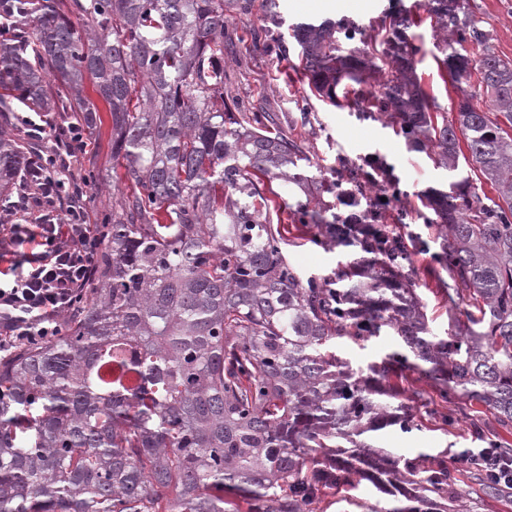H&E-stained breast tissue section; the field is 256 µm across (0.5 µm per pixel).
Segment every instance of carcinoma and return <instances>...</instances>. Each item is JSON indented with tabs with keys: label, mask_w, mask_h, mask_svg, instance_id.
<instances>
[{
	"label": "carcinoma",
	"mask_w": 512,
	"mask_h": 512,
	"mask_svg": "<svg viewBox=\"0 0 512 512\" xmlns=\"http://www.w3.org/2000/svg\"><path fill=\"white\" fill-rule=\"evenodd\" d=\"M441 75L476 73L488 111L457 92L431 111L410 12L389 15L380 61L345 48L363 28L297 23L309 84L382 87L364 116L397 125L448 183L421 194L436 226L448 338L430 329L412 250L385 224L377 164L308 175L303 145L224 103V34L252 0H0V116L112 122V180L93 171L112 214L91 287L56 334L0 356V512H307L355 480L408 502L365 512H477L444 460L401 457L369 435L414 429L397 380L418 371L463 418L479 404L512 430V60L487 46L460 0H425ZM481 47L469 52L465 44ZM31 136L0 122V198L25 180ZM495 192L472 190L460 163ZM124 174H119V170ZM135 189L119 188L122 178ZM290 211L326 249L355 258L303 278L271 213ZM365 214L340 216L325 192ZM393 332L402 350L356 371L332 342ZM175 495H170V492Z\"/></svg>",
	"instance_id": "cac0c4a2"
}]
</instances>
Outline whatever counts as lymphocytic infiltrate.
<instances>
[{
	"label": "lymphocytic infiltrate",
	"mask_w": 512,
	"mask_h": 512,
	"mask_svg": "<svg viewBox=\"0 0 512 512\" xmlns=\"http://www.w3.org/2000/svg\"><path fill=\"white\" fill-rule=\"evenodd\" d=\"M85 149L79 128H55L48 162H36L32 169L37 189L18 200L19 210L39 212V223L0 225V259L10 261L0 285V352L54 335L57 320L75 304L95 270L101 239L86 221L85 191L77 183L65 196L55 190L70 173V157ZM21 243L33 250L14 258Z\"/></svg>",
	"instance_id": "lymphocytic-infiltrate-1"
}]
</instances>
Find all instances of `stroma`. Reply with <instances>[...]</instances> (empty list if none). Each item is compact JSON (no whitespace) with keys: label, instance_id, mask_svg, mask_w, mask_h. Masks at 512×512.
Here are the masks:
<instances>
[{"label":"stroma","instance_id":"1","mask_svg":"<svg viewBox=\"0 0 512 512\" xmlns=\"http://www.w3.org/2000/svg\"><path fill=\"white\" fill-rule=\"evenodd\" d=\"M350 12L348 21L366 27L368 52H375L380 42L374 27L386 12L400 7H414L421 16L419 26L408 34L420 52L417 73L422 84L440 109H449L456 96L453 83L443 80L434 59L436 49L429 20L424 19L423 8L415 7V0H345ZM264 0H253L250 14L235 20L239 39L224 50L225 68L229 80L224 87L226 98L233 100L237 110L252 111L263 105L274 112L291 135L308 150L312 173L331 175L345 162H360L367 156L380 157L390 168L401 192V201L391 204L390 216H401V223L394 229L401 235L415 234L426 241H433L435 230L425 223L424 208L419 196L428 187L436 185L440 170L422 153L410 151L402 135L394 126L365 117L360 107L347 104L335 106L329 100L313 95L304 74L301 54L292 37L294 23L326 19L327 14L317 7V0H280L284 22L276 28L273 46L254 44L248 35L251 28L263 23ZM467 13L479 21V27L488 36L490 48L502 58L512 59V0H464ZM281 231L287 241L288 261L302 276L325 277L333 275L338 265L344 263L350 252L344 248L325 249L308 234L290 221H282ZM432 264L430 253L413 257L417 273V293L426 306L429 324L434 333L447 335L451 323L448 304L441 283L429 275ZM397 339L390 333L355 343L340 340L336 352L347 359L353 369H364L391 352ZM403 384L407 390L422 391L423 397L414 401L418 427L409 433L396 428L382 431L377 441L379 447L394 454L414 459L423 454L442 458L449 472L455 476L459 488L470 497L481 500L480 512H512V494L485 495L470 468L458 467L455 456L466 449L486 447L488 439L503 437L504 431L493 417H485L481 432H473L468 420L451 415L452 407L442 402L438 387L426 377L410 371ZM380 502L382 507H393L392 497L378 492L371 483L362 481L351 486L325 490L318 505V512H362L364 502Z\"/></svg>","mask_w":512,"mask_h":512}]
</instances>
